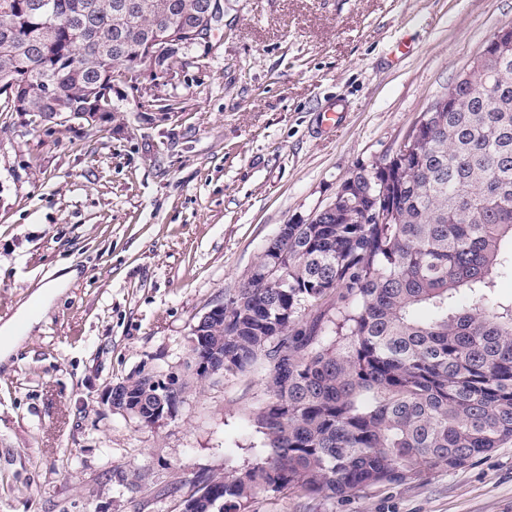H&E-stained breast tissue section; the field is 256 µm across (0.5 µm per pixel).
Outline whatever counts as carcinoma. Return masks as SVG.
<instances>
[{
  "mask_svg": "<svg viewBox=\"0 0 512 512\" xmlns=\"http://www.w3.org/2000/svg\"><path fill=\"white\" fill-rule=\"evenodd\" d=\"M198 0H0V95L82 118L121 59L154 33L203 23ZM474 71L447 112L410 136L404 167L358 175L349 202L288 225L256 265L288 287L245 281L224 301V373L267 360L249 417L267 454L192 481L195 512H242L260 493L329 499L462 468L512 447V56ZM335 310L325 318V305Z\"/></svg>",
  "mask_w": 512,
  "mask_h": 512,
  "instance_id": "carcinoma-1",
  "label": "carcinoma"
}]
</instances>
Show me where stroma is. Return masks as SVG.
<instances>
[{"mask_svg": "<svg viewBox=\"0 0 512 512\" xmlns=\"http://www.w3.org/2000/svg\"><path fill=\"white\" fill-rule=\"evenodd\" d=\"M512 0H224V30L171 72L112 83L88 120L0 112V326L79 275L0 363V512H180L191 482L253 462L265 363L191 381L153 425L104 403L189 379L191 330L281 225L308 223L392 153ZM341 100L340 128L318 112ZM250 512H512V447L342 499L262 493Z\"/></svg>", "mask_w": 512, "mask_h": 512, "instance_id": "1", "label": "stroma"}]
</instances>
